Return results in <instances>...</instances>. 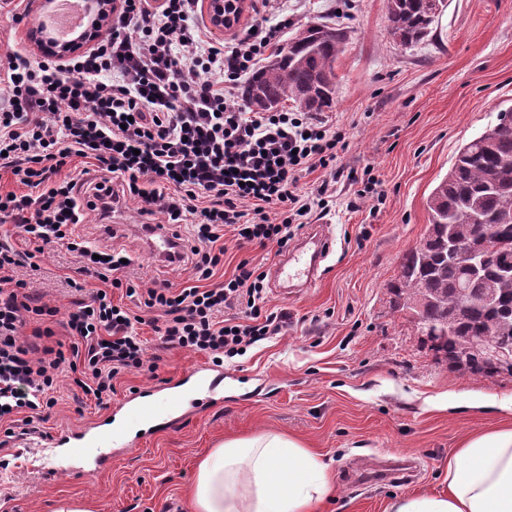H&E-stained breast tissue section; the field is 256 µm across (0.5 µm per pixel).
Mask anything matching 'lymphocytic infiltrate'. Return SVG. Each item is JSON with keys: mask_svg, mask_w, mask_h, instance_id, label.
Returning <instances> with one entry per match:
<instances>
[{"mask_svg": "<svg viewBox=\"0 0 512 512\" xmlns=\"http://www.w3.org/2000/svg\"><path fill=\"white\" fill-rule=\"evenodd\" d=\"M111 32L82 54L0 61V169L25 193H0V223L31 243L17 250L0 236V447L17 425L32 439L55 406L60 381L107 404L119 374L157 371L135 328L128 301L157 308L156 332L168 348L203 354L215 364L281 335L284 317L264 307V270L240 261L230 279L209 286L224 263L219 241L276 243L307 213L296 192L302 172L328 167L343 134L315 112H255L239 94L242 79L279 49L284 0H261L249 28L231 40L212 38L200 22V0H119ZM90 159L92 175L74 172ZM136 202L183 226L172 268H190L192 285L162 280L126 288L127 303L108 290L76 302L66 328L70 344L48 345L57 310L37 300L15 268L62 245L78 255L79 274L108 281L123 269L122 250L79 231L88 212L107 219Z\"/></svg>", "mask_w": 512, "mask_h": 512, "instance_id": "f902f5d3", "label": "lymphocytic infiltrate"}]
</instances>
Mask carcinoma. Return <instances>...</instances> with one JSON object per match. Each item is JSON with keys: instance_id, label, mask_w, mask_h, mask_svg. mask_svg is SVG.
I'll return each mask as SVG.
<instances>
[{"instance_id": "cac0c4a2", "label": "carcinoma", "mask_w": 512, "mask_h": 512, "mask_svg": "<svg viewBox=\"0 0 512 512\" xmlns=\"http://www.w3.org/2000/svg\"><path fill=\"white\" fill-rule=\"evenodd\" d=\"M388 30L393 40L411 47L432 29L436 16L428 0H387ZM347 33L324 24L298 27L243 88L244 101L257 111L293 102L310 112L332 107L336 98V60ZM427 206L435 235L406 251L389 292L415 301L420 309L399 306L410 314L422 342L448 368L462 374L491 377L499 373L481 354L465 353L470 337L512 345V124L498 123L458 150L448 174L430 193ZM492 224L485 238L470 216ZM484 249L487 259L471 272L473 300L460 312L458 282L466 270L449 254L450 246Z\"/></svg>"}]
</instances>
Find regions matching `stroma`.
<instances>
[{"label":"stroma","instance_id":"stroma-1","mask_svg":"<svg viewBox=\"0 0 512 512\" xmlns=\"http://www.w3.org/2000/svg\"><path fill=\"white\" fill-rule=\"evenodd\" d=\"M296 25L335 23L350 35L336 63V105L330 125L345 135L336 165L301 174L298 193L315 203L321 182L334 190L325 216L335 239L332 254L312 288L294 298L268 294L270 310L285 313L284 335L261 342L235 362L224 363V399L196 411L186 399L181 423L138 433L133 445H113L102 470L77 473L72 458L54 442L65 430L106 424L111 408L77 400L61 386L58 403L42 428V446L10 443V465L0 475V512H54L60 499L77 498L88 512H190L187 495L197 460L227 439L275 431L301 440L320 455L336 488L322 512H384L394 497L437 489L448 459L462 440L502 424L512 415V375L474 377L450 370L416 336L408 313L395 307L388 285L402 255L425 235L427 198L443 179L462 144L497 124L512 110V0H446L430 35L411 48L387 33V0H288ZM379 196L358 198L366 178ZM136 203L118 208L107 232L96 213L81 229L102 244L127 252L121 280L150 286L154 280L191 281L146 249ZM224 265L215 282L231 277L241 259L272 270L276 244L237 247L224 235ZM37 270L21 269L39 301L57 307V340L75 302L99 288L78 275L76 255L57 247L37 255ZM136 331L147 353L159 357L156 377L119 376L114 402L133 391L167 382L206 357L162 348L151 323L160 311L139 308ZM398 454L419 459L412 483L368 480L376 461Z\"/></svg>","mask_w":512,"mask_h":512}]
</instances>
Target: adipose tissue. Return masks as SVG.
<instances>
[{"instance_id":"adipose-tissue-1","label":"adipose tissue","mask_w":512,"mask_h":512,"mask_svg":"<svg viewBox=\"0 0 512 512\" xmlns=\"http://www.w3.org/2000/svg\"><path fill=\"white\" fill-rule=\"evenodd\" d=\"M332 489L319 455L277 433L225 441L197 463L193 512H316ZM386 512H512V428L468 437L444 487L391 500Z\"/></svg>"}]
</instances>
